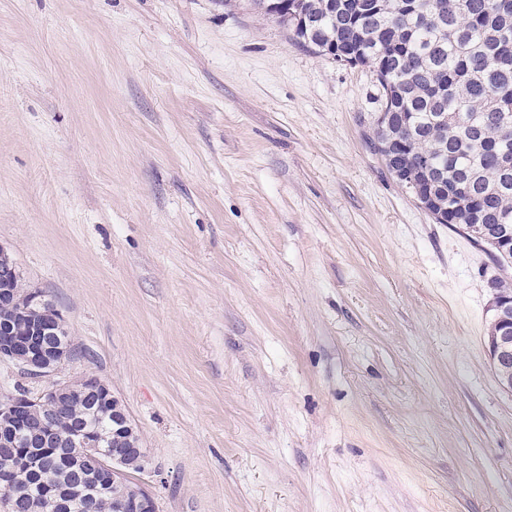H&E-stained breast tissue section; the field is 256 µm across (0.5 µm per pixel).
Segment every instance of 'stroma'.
Masks as SVG:
<instances>
[{
  "label": "stroma",
  "instance_id": "stroma-1",
  "mask_svg": "<svg viewBox=\"0 0 512 512\" xmlns=\"http://www.w3.org/2000/svg\"><path fill=\"white\" fill-rule=\"evenodd\" d=\"M366 65L252 0H0V246L159 512H512L487 245L370 141Z\"/></svg>",
  "mask_w": 512,
  "mask_h": 512
}]
</instances>
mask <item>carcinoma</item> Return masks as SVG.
I'll list each match as a JSON object with an SVG mask.
<instances>
[{"label": "carcinoma", "mask_w": 512, "mask_h": 512, "mask_svg": "<svg viewBox=\"0 0 512 512\" xmlns=\"http://www.w3.org/2000/svg\"><path fill=\"white\" fill-rule=\"evenodd\" d=\"M275 19L319 54L334 46L376 73L391 113L372 145L389 166L413 169L421 156L431 171L418 177L422 194L436 195L449 224L487 245L502 264L512 261L475 224L512 228V63H500L512 42V0H284ZM109 414L75 397L58 427L104 429ZM22 493L27 512H51L27 471L0 470L3 485ZM64 512H112L109 496L90 485L68 499Z\"/></svg>", "instance_id": "cac0c4a2"}]
</instances>
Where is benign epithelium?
I'll return each mask as SVG.
<instances>
[{"label": "benign epithelium", "mask_w": 512, "mask_h": 512, "mask_svg": "<svg viewBox=\"0 0 512 512\" xmlns=\"http://www.w3.org/2000/svg\"><path fill=\"white\" fill-rule=\"evenodd\" d=\"M0 301L28 303L38 307L42 320L34 322L30 335L20 336L0 326V359L19 364L32 377H45L58 371L72 357V344L63 316L39 289L21 287L16 266L6 260L0 246ZM494 337L488 343L490 364L501 386L512 391V295L494 294ZM102 397L112 406V429L107 433L64 434L55 427V414L72 397ZM0 413L21 421L30 451L5 458L16 466L39 470L41 449L65 442L75 444L96 462L101 473L100 488L112 496L114 512H158L154 497L131 473L145 470L148 457L129 415L112 394L109 386L95 376H85L59 383L33 397L23 392L0 403Z\"/></svg>", "instance_id": "7a95c632"}]
</instances>
